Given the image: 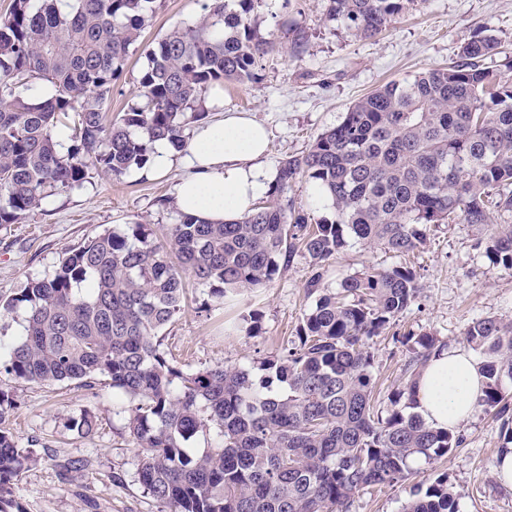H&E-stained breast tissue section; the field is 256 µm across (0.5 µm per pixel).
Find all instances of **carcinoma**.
I'll use <instances>...</instances> for the list:
<instances>
[{
    "instance_id": "obj_1",
    "label": "carcinoma",
    "mask_w": 512,
    "mask_h": 512,
    "mask_svg": "<svg viewBox=\"0 0 512 512\" xmlns=\"http://www.w3.org/2000/svg\"><path fill=\"white\" fill-rule=\"evenodd\" d=\"M12 0L0 21V224H21L47 197L82 186L96 169L119 176L150 162L152 144L182 150L214 85L256 79L277 49L251 24L256 0H209L200 21L152 43L141 101L117 117L104 111L130 49L157 0ZM328 17L356 35L384 32L414 0H328ZM499 42L465 43L460 60L359 98L302 155L279 161L268 199L235 222L180 215L163 228L106 230L65 250L54 273L32 279L0 305L23 309V334L0 345L17 380L50 384L102 378L133 401L126 429L142 450L136 478L158 512H349L372 485L408 479L459 447L454 432L416 413V378L445 347L431 334L407 338L414 356L403 385L376 409L368 342L415 298L408 266L365 269L325 288L329 262L352 238L401 255L426 242L433 224L477 227L492 266L512 271V63L483 61ZM74 114L72 144L55 130ZM312 181L336 220L312 223L288 191ZM310 258L304 288L316 296L299 344L250 366L186 373L163 347L189 283L210 301L271 283L298 250ZM465 342L486 377L480 404L512 443V322H472ZM97 417H70L91 435ZM216 441L191 447L204 430ZM38 462L0 430V512H22L14 482ZM403 512H458L444 475L413 487Z\"/></svg>"
}]
</instances>
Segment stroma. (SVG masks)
<instances>
[{
  "label": "stroma",
  "instance_id": "35a3bbf8",
  "mask_svg": "<svg viewBox=\"0 0 512 512\" xmlns=\"http://www.w3.org/2000/svg\"><path fill=\"white\" fill-rule=\"evenodd\" d=\"M204 2L160 0L106 112L116 114L139 101V79L148 65L145 45L172 28L198 21ZM327 5L328 0H258L252 23L279 48L263 59L257 80L220 88L224 111L248 113L269 128V168H277L284 156L306 152L364 94L456 61L461 46L471 39L487 34L499 39L501 52L489 58V65L512 57V0H415L370 40L356 36L343 21L329 19ZM294 22L308 35L298 54L287 32ZM186 172L179 160L156 176H142L137 169L119 177L96 172L82 187L43 200L24 223L0 225V300L11 298L28 280L51 273L65 249L105 229L175 223L174 186ZM477 238L470 225L441 224L431 228L423 247L404 258L355 240L339 254L325 282L333 291L342 277L365 267L381 270L405 262L418 273L415 299L369 343L378 406H385L388 393L402 383L412 357L409 335L429 333L462 349L472 321L488 316L512 321V271L492 268ZM310 273L308 255L299 252L267 287L206 309L189 302L166 327L165 343L186 370L275 356L286 340L295 338L311 304L304 290ZM251 311L262 317L260 331L235 329L239 314ZM0 384L14 398L0 427L40 457L13 487L22 512H158L157 503L134 478L138 458L123 427L125 397L98 379L89 385L9 379ZM83 410L98 420L87 437L66 428L68 418ZM458 432L460 446L435 465L418 464L414 481L367 487L354 497L349 512H401L414 483L440 473L447 475L460 512H512V489L494 471L501 446L499 421L480 407Z\"/></svg>",
  "mask_w": 512,
  "mask_h": 512
}]
</instances>
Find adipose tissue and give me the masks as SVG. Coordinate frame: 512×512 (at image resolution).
I'll list each match as a JSON object with an SVG mask.
<instances>
[{"mask_svg":"<svg viewBox=\"0 0 512 512\" xmlns=\"http://www.w3.org/2000/svg\"><path fill=\"white\" fill-rule=\"evenodd\" d=\"M196 127L184 151L156 140L148 172L166 171L175 158L190 169L176 190V205L188 215L234 221L252 208L274 180L262 158L265 128L238 112ZM484 377L478 360L450 346L426 362L415 389L416 411L430 426L454 429L474 413L483 396Z\"/></svg>","mask_w":512,"mask_h":512,"instance_id":"obj_1","label":"adipose tissue"}]
</instances>
